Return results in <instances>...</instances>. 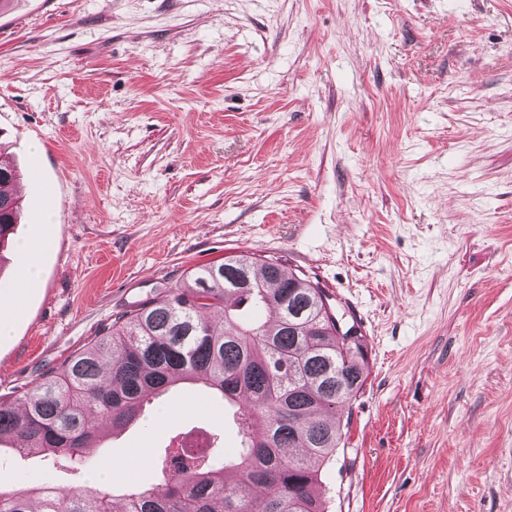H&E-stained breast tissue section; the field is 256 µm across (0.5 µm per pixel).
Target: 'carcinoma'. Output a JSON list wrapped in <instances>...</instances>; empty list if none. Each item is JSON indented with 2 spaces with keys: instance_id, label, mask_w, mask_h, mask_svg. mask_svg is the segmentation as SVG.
I'll return each mask as SVG.
<instances>
[{
  "instance_id": "cac0c4a2",
  "label": "carcinoma",
  "mask_w": 512,
  "mask_h": 512,
  "mask_svg": "<svg viewBox=\"0 0 512 512\" xmlns=\"http://www.w3.org/2000/svg\"><path fill=\"white\" fill-rule=\"evenodd\" d=\"M0 158V246L21 204ZM325 291L272 258L241 251L200 265L189 282L121 312L47 370L18 404L0 402V447L78 465L100 440L138 425L151 398L200 383L238 413L241 447H165L157 482L123 495L122 512H327L321 472L343 440L340 414L367 378V343L345 344ZM218 309L221 321L202 311ZM114 512L109 488L0 492V512Z\"/></svg>"
}]
</instances>
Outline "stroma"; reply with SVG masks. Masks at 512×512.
<instances>
[{
    "label": "stroma",
    "mask_w": 512,
    "mask_h": 512,
    "mask_svg": "<svg viewBox=\"0 0 512 512\" xmlns=\"http://www.w3.org/2000/svg\"><path fill=\"white\" fill-rule=\"evenodd\" d=\"M0 142L45 201L0 249V401L244 250L367 338L328 512H512V0H13ZM237 409L178 385L80 466L0 448V489L121 494Z\"/></svg>",
    "instance_id": "stroma-1"
}]
</instances>
